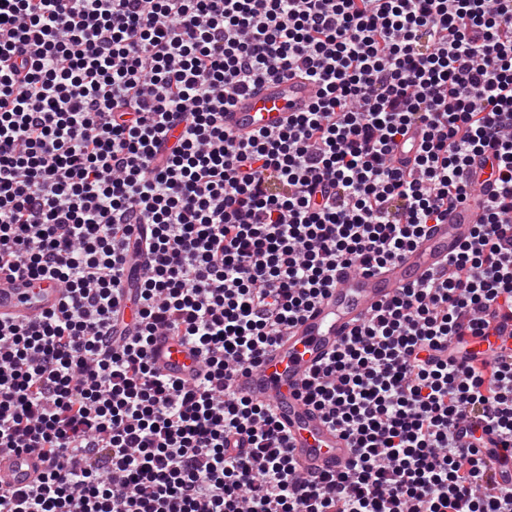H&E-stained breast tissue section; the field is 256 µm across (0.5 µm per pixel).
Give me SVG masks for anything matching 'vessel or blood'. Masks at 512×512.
Segmentation results:
<instances>
[{
  "label": "vessel or blood",
  "mask_w": 512,
  "mask_h": 512,
  "mask_svg": "<svg viewBox=\"0 0 512 512\" xmlns=\"http://www.w3.org/2000/svg\"><path fill=\"white\" fill-rule=\"evenodd\" d=\"M315 90L296 76L266 79L237 97L224 113V124L241 135L284 127L296 112L307 111ZM481 215L476 205L449 212L417 245L376 275L344 270L305 315L270 347L259 367L240 372L233 381L237 394L272 409L287 429L289 451L306 474L346 471L353 449L348 438L327 422L302 397L313 369L333 355L339 343L374 308L396 296L408 284L441 269L469 238ZM61 288L52 280L22 272L0 271V318L34 324L60 303ZM150 362L161 375L192 381L201 364L192 346L169 336L156 337ZM47 469L38 453L0 448V486L29 488Z\"/></svg>",
  "instance_id": "vessel-or-blood-1"
}]
</instances>
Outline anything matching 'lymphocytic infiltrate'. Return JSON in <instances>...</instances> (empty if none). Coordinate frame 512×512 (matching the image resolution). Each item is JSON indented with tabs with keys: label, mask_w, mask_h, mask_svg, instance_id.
I'll list each match as a JSON object with an SVG mask.
<instances>
[{
	"label": "lymphocytic infiltrate",
	"mask_w": 512,
	"mask_h": 512,
	"mask_svg": "<svg viewBox=\"0 0 512 512\" xmlns=\"http://www.w3.org/2000/svg\"><path fill=\"white\" fill-rule=\"evenodd\" d=\"M290 75L309 111L225 128L236 96ZM485 165L501 192L471 239L313 372L304 399L354 460L303 475L234 375L337 267L383 269L473 198ZM4 268L65 294L0 320V448L50 465L0 512H512L484 454L512 449V347L474 348L512 317V0H0ZM167 333L197 347L198 383L152 367Z\"/></svg>",
	"instance_id": "1"
}]
</instances>
